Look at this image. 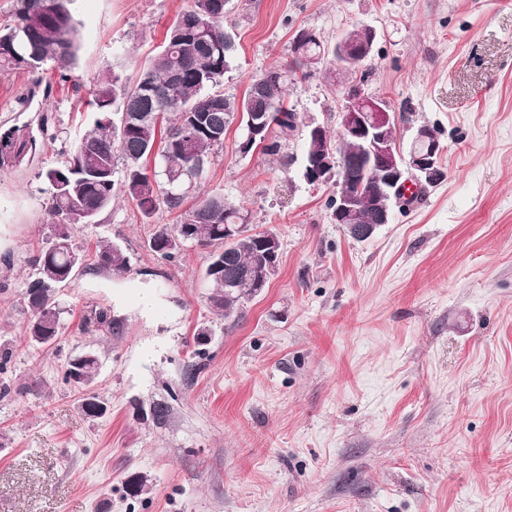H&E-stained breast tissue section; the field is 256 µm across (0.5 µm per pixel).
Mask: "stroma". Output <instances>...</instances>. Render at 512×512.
<instances>
[{
  "instance_id": "1",
  "label": "stroma",
  "mask_w": 512,
  "mask_h": 512,
  "mask_svg": "<svg viewBox=\"0 0 512 512\" xmlns=\"http://www.w3.org/2000/svg\"><path fill=\"white\" fill-rule=\"evenodd\" d=\"M188 5L74 0L69 81L0 72V132L37 139L0 168V512H512V0H230L226 97L292 64L299 30L332 43L371 26L364 72L314 70L287 103L334 137L348 86L385 99L401 141L439 129L445 180L357 241L332 220L333 187L301 175L303 131L281 156L244 155L231 126L203 187L277 235L268 287L220 318L202 278L209 249L158 258L147 243L175 213L147 219L119 196L76 234L86 269L60 291L57 340H28L24 295L50 233L39 174L92 129L95 80L134 77ZM102 239L127 272L97 265ZM101 309L112 327L96 324ZM88 351L99 418L63 379Z\"/></svg>"
}]
</instances>
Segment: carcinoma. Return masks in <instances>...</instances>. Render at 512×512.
I'll list each match as a JSON object with an SVG mask.
<instances>
[{
	"label": "carcinoma",
	"mask_w": 512,
	"mask_h": 512,
	"mask_svg": "<svg viewBox=\"0 0 512 512\" xmlns=\"http://www.w3.org/2000/svg\"><path fill=\"white\" fill-rule=\"evenodd\" d=\"M70 0H20L12 23L0 28V71L36 72L53 64L61 78L74 55L76 28ZM235 40L224 28L220 0H190L167 29L161 50L140 67L135 80L118 74L98 80L92 90L93 129L72 148L66 160L41 171L50 193L46 206L51 235L34 267L36 278L26 291L31 320L29 341L55 342L62 308L57 290L84 268L73 243L80 229L98 223L116 196L132 201L150 217L160 207L179 212L174 224H161L148 249L166 261L184 248L210 247L203 272L207 300L217 315L230 320L261 292L269 258L261 246L266 231L242 235L224 244V226L248 223V213L224 194H204L190 207L185 201L202 179L213 148L235 121L265 120L268 141L261 151L280 154L293 133L296 113L286 105L292 70L273 67L255 76L242 100L224 96V74L231 69ZM295 65H333L326 44L300 30L293 40ZM36 147V138L20 130L0 133V167L16 163ZM153 166H148V161ZM121 178H116L117 173ZM98 265L128 271L120 248L100 245ZM99 360L80 355L79 387L96 377Z\"/></svg>",
	"instance_id": "carcinoma-1"
}]
</instances>
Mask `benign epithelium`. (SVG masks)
<instances>
[{
  "mask_svg": "<svg viewBox=\"0 0 512 512\" xmlns=\"http://www.w3.org/2000/svg\"><path fill=\"white\" fill-rule=\"evenodd\" d=\"M376 38L375 30L361 26L344 35L336 42L337 65L351 69L361 60L370 56ZM395 117L389 112L387 102L381 98H369L351 86L345 94V101L339 112V134L361 141L364 156L352 166L366 172L369 166L380 171L386 189L371 201L373 221L368 225L355 223L359 209V198L353 193L340 194L332 199L331 216L338 224L348 225V231L357 239L371 238L377 229L390 223L394 207L405 206L408 183L417 186H434L442 180L443 147L432 127L427 124L414 128L410 141L431 139L436 142V151L421 154L407 149L397 136L391 134ZM264 125L260 120L249 123V133L239 145L241 153H246L258 138H263ZM343 163L335 155L329 143H324L320 153L308 159L303 171L304 179L312 185L327 186L339 179Z\"/></svg>",
  "mask_w": 512,
  "mask_h": 512,
  "instance_id": "benign-epithelium-1",
  "label": "benign epithelium"
}]
</instances>
